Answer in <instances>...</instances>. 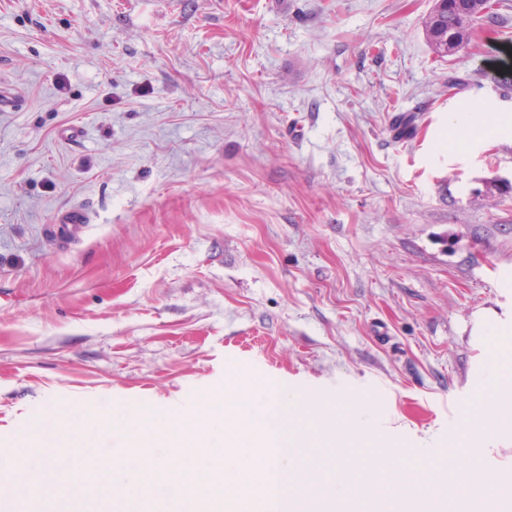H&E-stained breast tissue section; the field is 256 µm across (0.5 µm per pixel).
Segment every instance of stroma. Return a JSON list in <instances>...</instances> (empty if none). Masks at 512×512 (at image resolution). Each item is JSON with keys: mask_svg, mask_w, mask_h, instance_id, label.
I'll return each instance as SVG.
<instances>
[{"mask_svg": "<svg viewBox=\"0 0 512 512\" xmlns=\"http://www.w3.org/2000/svg\"><path fill=\"white\" fill-rule=\"evenodd\" d=\"M431 5L0 0V449L58 405L161 419L274 381L323 401L310 485L352 424L349 475L388 448L398 497L444 496L467 459L512 512V47L437 58Z\"/></svg>", "mask_w": 512, "mask_h": 512, "instance_id": "35a3bbf8", "label": "stroma"}]
</instances>
